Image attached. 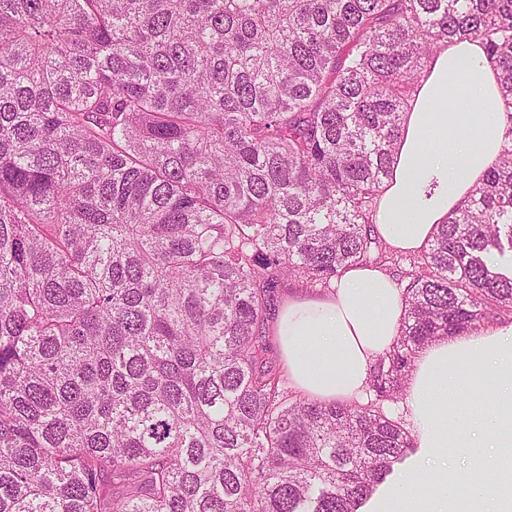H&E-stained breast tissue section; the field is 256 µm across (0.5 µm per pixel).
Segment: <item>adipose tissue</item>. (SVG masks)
<instances>
[{
	"label": "adipose tissue",
	"mask_w": 512,
	"mask_h": 512,
	"mask_svg": "<svg viewBox=\"0 0 512 512\" xmlns=\"http://www.w3.org/2000/svg\"><path fill=\"white\" fill-rule=\"evenodd\" d=\"M509 145L512 116L484 47L448 43L405 115L375 231L393 251L420 253ZM404 309L403 288L374 266L350 267L325 293L289 299L277 333L290 387L321 402L363 401ZM403 407L414 450L365 512H512V470L486 480L512 454V322L426 345Z\"/></svg>",
	"instance_id": "1"
}]
</instances>
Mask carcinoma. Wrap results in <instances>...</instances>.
I'll return each mask as SVG.
<instances>
[{
  "mask_svg": "<svg viewBox=\"0 0 512 512\" xmlns=\"http://www.w3.org/2000/svg\"><path fill=\"white\" fill-rule=\"evenodd\" d=\"M512 0H0V512H357L424 345L512 311V148L413 262L365 403L297 395L270 301L371 258L403 113Z\"/></svg>",
  "mask_w": 512,
  "mask_h": 512,
  "instance_id": "obj_1",
  "label": "carcinoma"
}]
</instances>
